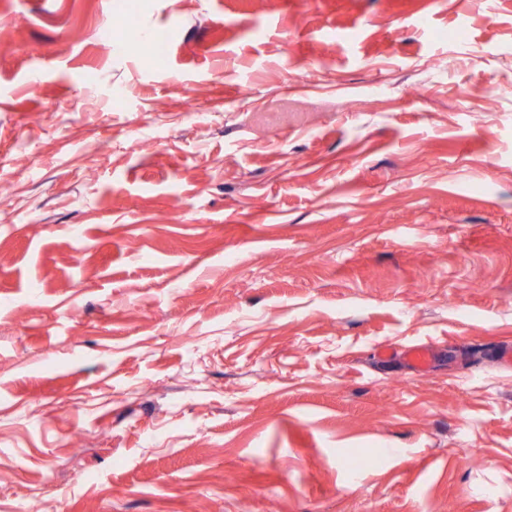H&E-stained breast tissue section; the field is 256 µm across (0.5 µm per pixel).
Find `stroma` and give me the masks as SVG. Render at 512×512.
<instances>
[{
  "label": "stroma",
  "mask_w": 512,
  "mask_h": 512,
  "mask_svg": "<svg viewBox=\"0 0 512 512\" xmlns=\"http://www.w3.org/2000/svg\"><path fill=\"white\" fill-rule=\"evenodd\" d=\"M117 4L0 0V512H512V0ZM377 356L380 362H399L416 373L428 372L438 360L437 351L425 344L408 345L399 350L384 347L378 350Z\"/></svg>",
  "instance_id": "35a3bbf8"
}]
</instances>
